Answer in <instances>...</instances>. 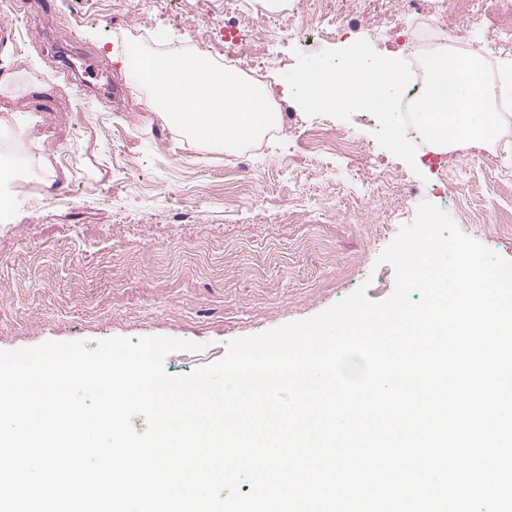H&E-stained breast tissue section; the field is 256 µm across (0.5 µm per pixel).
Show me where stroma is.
<instances>
[{
  "label": "stroma",
  "mask_w": 512,
  "mask_h": 512,
  "mask_svg": "<svg viewBox=\"0 0 512 512\" xmlns=\"http://www.w3.org/2000/svg\"><path fill=\"white\" fill-rule=\"evenodd\" d=\"M288 2L237 5L262 7L254 34L268 40L262 84L277 96L280 129L245 174L230 163L232 148L150 106L151 89L119 63L135 48L223 68L224 0H14L26 27L0 19V152L23 156L55 188L37 200L12 195L17 233L0 237V351L167 336L199 345L164 358L165 373L180 376L222 359L229 342L315 316L358 287L385 300L396 273L377 258L416 216L403 204L412 186L418 203L512 259V154L463 143L410 166L377 143L370 112L306 115L283 78L297 53L367 37L384 8L333 0L349 17L346 35L299 49L279 36ZM64 56L102 60L121 94L64 74ZM322 125L363 141L365 152L309 153L308 135ZM47 134L76 166H53ZM376 171L387 178L364 196Z\"/></svg>",
  "instance_id": "stroma-1"
}]
</instances>
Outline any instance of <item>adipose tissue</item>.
I'll return each mask as SVG.
<instances>
[{
    "label": "adipose tissue",
    "instance_id": "obj_1",
    "mask_svg": "<svg viewBox=\"0 0 512 512\" xmlns=\"http://www.w3.org/2000/svg\"><path fill=\"white\" fill-rule=\"evenodd\" d=\"M136 76L155 88L151 105L204 139L239 144L274 119L273 113L260 109L252 90L232 87L224 72L196 58L170 62L142 55Z\"/></svg>",
    "mask_w": 512,
    "mask_h": 512
}]
</instances>
